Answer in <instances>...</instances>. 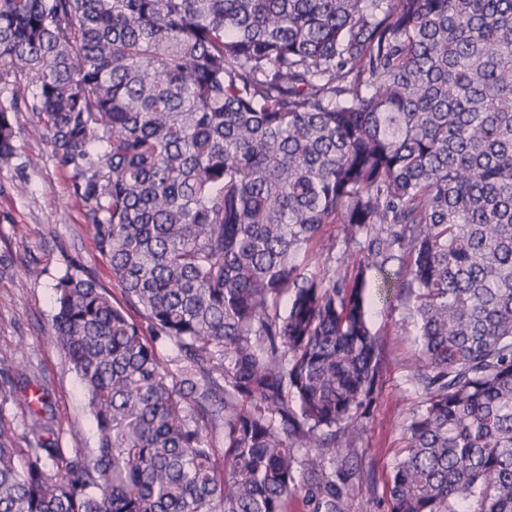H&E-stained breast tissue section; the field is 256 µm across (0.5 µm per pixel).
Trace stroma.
Returning <instances> with one entry per match:
<instances>
[{
    "label": "stroma",
    "instance_id": "obj_1",
    "mask_svg": "<svg viewBox=\"0 0 512 512\" xmlns=\"http://www.w3.org/2000/svg\"><path fill=\"white\" fill-rule=\"evenodd\" d=\"M31 122V113H19L20 153L33 158L34 166L0 173V373L13 371L16 357H23L51 394L60 447L90 450L94 423L83 387L64 351L48 338L53 287L72 266L91 272L107 289L115 284L93 247L68 173L57 167L43 139L30 136ZM23 180L28 190L22 194L16 186ZM369 319L385 362L379 395L357 442L361 460L350 478L352 512H390L388 477L403 454V428L418 402L413 371L419 344L396 296L371 295Z\"/></svg>",
    "mask_w": 512,
    "mask_h": 512
}]
</instances>
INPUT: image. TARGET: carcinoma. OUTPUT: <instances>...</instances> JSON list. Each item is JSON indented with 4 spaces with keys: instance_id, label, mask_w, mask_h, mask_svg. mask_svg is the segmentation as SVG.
<instances>
[{
    "instance_id": "obj_1",
    "label": "carcinoma",
    "mask_w": 512,
    "mask_h": 512,
    "mask_svg": "<svg viewBox=\"0 0 512 512\" xmlns=\"http://www.w3.org/2000/svg\"><path fill=\"white\" fill-rule=\"evenodd\" d=\"M23 111L123 303L58 277L97 446L3 375L0 512H352L370 270L420 343L391 512H512V0H0V172Z\"/></svg>"
}]
</instances>
